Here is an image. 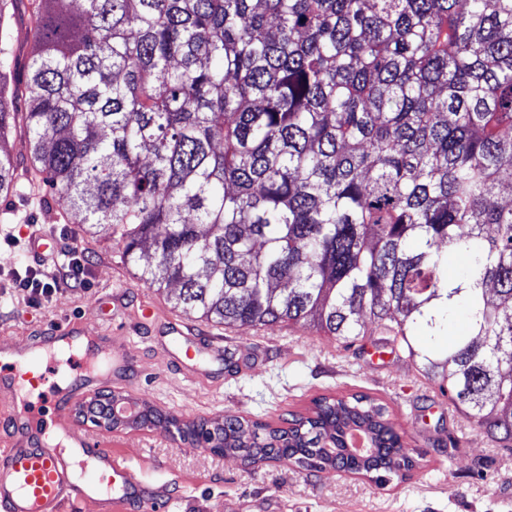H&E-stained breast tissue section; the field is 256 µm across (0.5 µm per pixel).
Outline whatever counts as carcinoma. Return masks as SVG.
<instances>
[{"label": "carcinoma", "instance_id": "obj_1", "mask_svg": "<svg viewBox=\"0 0 512 512\" xmlns=\"http://www.w3.org/2000/svg\"><path fill=\"white\" fill-rule=\"evenodd\" d=\"M0 0V201L17 192L10 44H32L29 172L151 288L224 325H382L471 427L512 443V0ZM452 335L448 347L440 337ZM96 396L254 467L405 479L387 406L282 425ZM366 450L351 449L353 433Z\"/></svg>", "mask_w": 512, "mask_h": 512}]
</instances>
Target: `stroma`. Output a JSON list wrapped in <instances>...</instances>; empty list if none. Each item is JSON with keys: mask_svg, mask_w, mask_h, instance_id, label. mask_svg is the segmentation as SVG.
Masks as SVG:
<instances>
[{"mask_svg": "<svg viewBox=\"0 0 512 512\" xmlns=\"http://www.w3.org/2000/svg\"><path fill=\"white\" fill-rule=\"evenodd\" d=\"M65 209L62 198L45 189L0 202V345L22 344L69 322L98 326L113 352L135 363L133 384L115 386V393L184 423L219 421L227 414L273 422L289 411L305 412L318 395L367 393L387 404L404 453L417 462L410 477L383 485L361 475H313L273 461L248 469L236 457L161 427L103 431L74 417L75 435H101L143 481L164 487L173 501L171 512H512V452L471 429L412 360L376 362L301 324L255 328L196 318V332L218 338L222 349L183 372L175 358L186 340L168 332L169 322L182 316L171 291L145 286L108 234L92 236L65 223ZM44 227L52 229L57 246L72 242L82 251L85 283L58 289L34 306L15 280L36 270L24 240ZM106 285L126 295L125 305L112 315L97 307ZM145 304L156 318L141 330L136 321ZM228 356L239 362L238 371L225 370Z\"/></svg>", "mask_w": 512, "mask_h": 512, "instance_id": "35a3bbf8", "label": "stroma"}]
</instances>
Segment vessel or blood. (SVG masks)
I'll use <instances>...</instances> for the list:
<instances>
[{
    "instance_id": "vessel-or-blood-1",
    "label": "vessel or blood",
    "mask_w": 512,
    "mask_h": 512,
    "mask_svg": "<svg viewBox=\"0 0 512 512\" xmlns=\"http://www.w3.org/2000/svg\"><path fill=\"white\" fill-rule=\"evenodd\" d=\"M28 253L42 262L54 259L53 233L36 232ZM54 350L70 357L63 388L51 379ZM134 376L133 360L102 350L89 325H60L30 337L23 347L0 349V391L9 394L0 403V512H62L74 502L82 489L62 458L66 452L91 464L92 493H106L118 512H158L157 498L133 467L93 436L68 437L65 426L68 408L90 389L128 384ZM36 391L47 398L50 417H34L29 397Z\"/></svg>"
}]
</instances>
